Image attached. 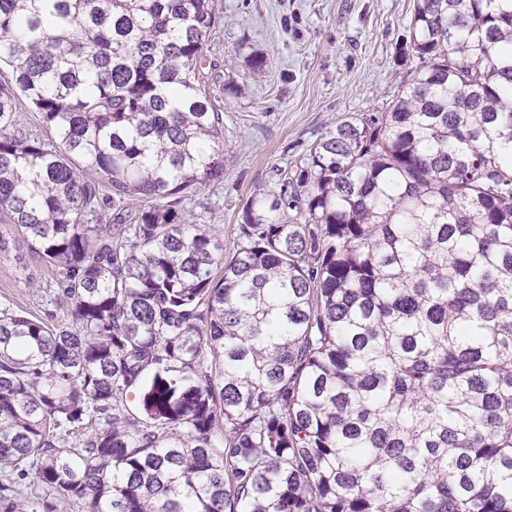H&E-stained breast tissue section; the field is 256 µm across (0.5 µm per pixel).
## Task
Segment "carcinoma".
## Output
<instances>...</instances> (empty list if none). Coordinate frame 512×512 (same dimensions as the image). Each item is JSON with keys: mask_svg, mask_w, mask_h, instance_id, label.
Returning <instances> with one entry per match:
<instances>
[{"mask_svg": "<svg viewBox=\"0 0 512 512\" xmlns=\"http://www.w3.org/2000/svg\"><path fill=\"white\" fill-rule=\"evenodd\" d=\"M219 21L0 0V222L66 307L0 310V512H512V0H414L389 110L228 253L184 207L224 179Z\"/></svg>", "mask_w": 512, "mask_h": 512, "instance_id": "cac0c4a2", "label": "carcinoma"}]
</instances>
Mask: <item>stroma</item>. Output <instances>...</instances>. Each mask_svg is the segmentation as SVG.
Returning a JSON list of instances; mask_svg holds the SVG:
<instances>
[{
  "mask_svg": "<svg viewBox=\"0 0 512 512\" xmlns=\"http://www.w3.org/2000/svg\"><path fill=\"white\" fill-rule=\"evenodd\" d=\"M221 21L208 43L215 90L224 95V178L186 204L190 218L215 225L225 250L239 236L248 197L279 194L280 171L292 170L328 126L387 111L416 66L397 46L409 35L413 0H218ZM266 58L262 71L248 61ZM27 249L0 259V309L26 311L47 323L65 309L47 271L36 285L17 277Z\"/></svg>",
  "mask_w": 512,
  "mask_h": 512,
  "instance_id": "obj_1",
  "label": "stroma"
}]
</instances>
